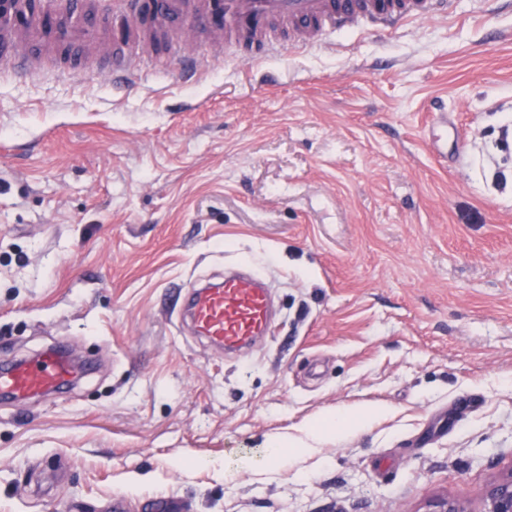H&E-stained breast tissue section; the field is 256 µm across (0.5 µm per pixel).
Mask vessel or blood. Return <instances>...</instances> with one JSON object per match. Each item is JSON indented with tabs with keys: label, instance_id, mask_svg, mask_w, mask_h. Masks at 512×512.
<instances>
[{
	"label": "vessel or blood",
	"instance_id": "1",
	"mask_svg": "<svg viewBox=\"0 0 512 512\" xmlns=\"http://www.w3.org/2000/svg\"><path fill=\"white\" fill-rule=\"evenodd\" d=\"M456 0H115L122 19L120 34L100 0H56L49 30L19 22L13 0H0V71L33 79L42 58L57 48L77 57L99 59L103 72L126 87H136L142 67L167 50L179 53L182 70L204 69L209 57H222L224 46L244 48L256 62L278 52L281 34H293L306 46L330 31L367 25L391 31L409 20L448 15ZM196 333L232 351L251 345L270 331V298L260 276L226 275L196 289L189 304ZM77 375L59 351L40 359L0 368V399L19 400L49 394Z\"/></svg>",
	"mask_w": 512,
	"mask_h": 512
}]
</instances>
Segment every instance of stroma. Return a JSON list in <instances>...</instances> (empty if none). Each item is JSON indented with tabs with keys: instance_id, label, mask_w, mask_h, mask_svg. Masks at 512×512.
Segmentation results:
<instances>
[{
	"instance_id": "35a3bbf8",
	"label": "stroma",
	"mask_w": 512,
	"mask_h": 512,
	"mask_svg": "<svg viewBox=\"0 0 512 512\" xmlns=\"http://www.w3.org/2000/svg\"><path fill=\"white\" fill-rule=\"evenodd\" d=\"M239 55L194 79L162 54L131 91L0 75V363H93L0 403V512H478L512 472V11ZM241 262L276 316L228 355L181 310ZM384 412L380 406H364L357 410H340L326 412L312 427V434H342L357 432L368 425Z\"/></svg>"
}]
</instances>
